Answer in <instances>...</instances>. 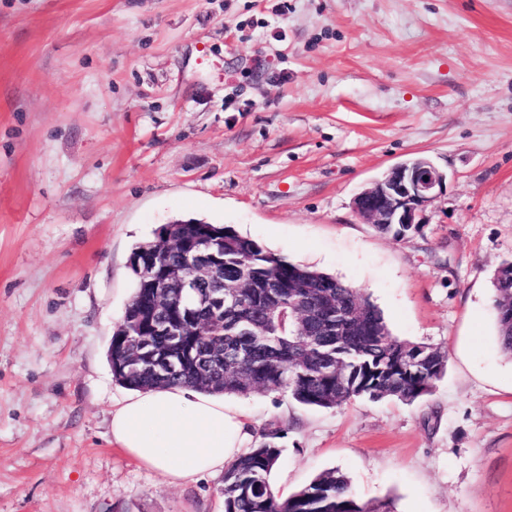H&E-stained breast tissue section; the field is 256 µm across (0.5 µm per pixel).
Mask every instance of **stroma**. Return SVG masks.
Instances as JSON below:
<instances>
[{"label": "stroma", "mask_w": 512, "mask_h": 512, "mask_svg": "<svg viewBox=\"0 0 512 512\" xmlns=\"http://www.w3.org/2000/svg\"><path fill=\"white\" fill-rule=\"evenodd\" d=\"M420 156L446 190L403 238L354 196ZM330 273L448 352L432 396L306 407L271 481L338 469L394 512H512V0H0V512H224L112 442L107 350L135 244L179 218ZM503 278L500 279L498 288H495L493 308L495 310L499 339L501 347L507 355H512V319L511 296L512 277L508 268L502 269Z\"/></svg>", "instance_id": "35a3bbf8"}]
</instances>
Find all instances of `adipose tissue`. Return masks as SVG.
<instances>
[{
  "label": "adipose tissue",
  "instance_id": "obj_1",
  "mask_svg": "<svg viewBox=\"0 0 512 512\" xmlns=\"http://www.w3.org/2000/svg\"><path fill=\"white\" fill-rule=\"evenodd\" d=\"M111 434L138 463L176 481L219 474L250 445L242 415L184 387L135 392L113 411Z\"/></svg>",
  "mask_w": 512,
  "mask_h": 512
}]
</instances>
